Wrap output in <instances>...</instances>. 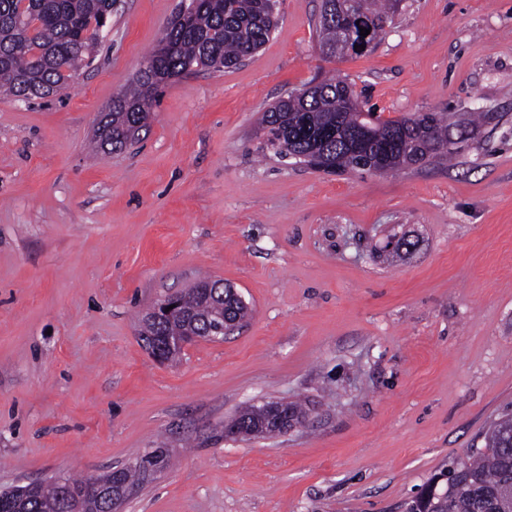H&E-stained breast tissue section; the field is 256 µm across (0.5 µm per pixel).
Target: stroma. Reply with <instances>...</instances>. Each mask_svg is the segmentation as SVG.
Here are the masks:
<instances>
[{
  "mask_svg": "<svg viewBox=\"0 0 512 512\" xmlns=\"http://www.w3.org/2000/svg\"><path fill=\"white\" fill-rule=\"evenodd\" d=\"M178 2L114 0L66 95H0V490L163 443L172 466L121 512H405L512 412V0H402L343 59L318 54L321 0H279L243 65L170 80L141 143L95 153ZM318 74L385 118L487 119L449 165L316 171L259 122ZM203 276L248 321L157 362L141 315ZM275 401L305 409L287 434L225 438Z\"/></svg>",
  "mask_w": 512,
  "mask_h": 512,
  "instance_id": "obj_1",
  "label": "stroma"
}]
</instances>
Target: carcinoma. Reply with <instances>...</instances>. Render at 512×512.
<instances>
[{
	"label": "carcinoma",
	"mask_w": 512,
	"mask_h": 512,
	"mask_svg": "<svg viewBox=\"0 0 512 512\" xmlns=\"http://www.w3.org/2000/svg\"><path fill=\"white\" fill-rule=\"evenodd\" d=\"M401 0H322L316 28L319 49L327 58L350 55L341 36V21L364 18L369 41L378 44L386 34ZM190 21L178 15L167 22L157 47L137 71L129 89L112 99L101 113L93 138L104 154L121 152L140 140L169 80L193 70H221L236 66L256 53L274 30L276 0H188ZM108 0H0V92L17 101L53 98L73 87L93 61L103 40ZM363 106L345 80L309 83L288 93L262 114L260 126L266 148L280 158L306 162L316 150L341 171L385 174L431 161L455 157L436 147L448 132L478 127L483 113L443 116L425 112L397 119L364 118ZM219 280L203 278L181 290L186 297L183 315L160 321L141 318L140 338L150 347L155 336L224 338V331L240 326L249 316L246 303L225 299ZM264 407L240 422L242 436L265 435ZM171 455L163 445L149 448L124 467L118 478L105 474L108 495H82L81 478L68 477L73 491L58 480L36 483L25 501H0V512H110L112 497L126 499L150 479L148 471L165 470ZM424 497L412 500L406 512H512V416L496 421L485 446L471 448L450 467L423 486Z\"/></svg>",
	"instance_id": "carcinoma-1"
}]
</instances>
